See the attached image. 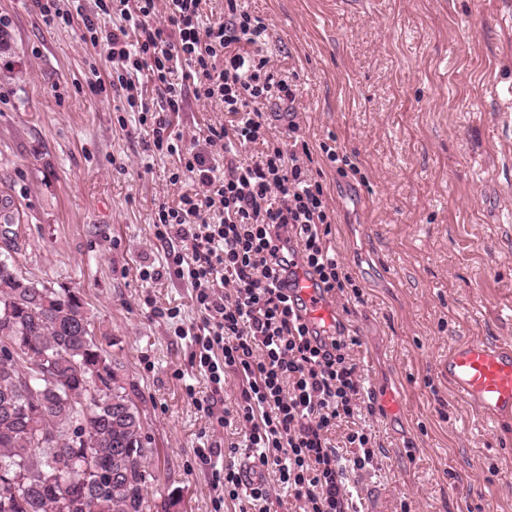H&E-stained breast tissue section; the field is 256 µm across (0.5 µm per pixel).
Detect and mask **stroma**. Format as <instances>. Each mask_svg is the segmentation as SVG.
<instances>
[{"label": "stroma", "mask_w": 512, "mask_h": 512, "mask_svg": "<svg viewBox=\"0 0 512 512\" xmlns=\"http://www.w3.org/2000/svg\"><path fill=\"white\" fill-rule=\"evenodd\" d=\"M271 33L279 76L299 86L301 132L335 210L329 237L363 288L344 320L367 386L399 414L365 421L385 454L350 475L358 512H512V425L484 423L442 365L467 338L512 343V0H244ZM97 74H90V65ZM79 24L48 27L31 0H0V200L26 276L79 295L110 342L143 420L151 512H239L197 450L239 442L187 388L206 379L177 326L200 323L193 290L154 235L176 206L174 157L122 131V91ZM361 170L339 178L321 146ZM177 318L157 317L153 308Z\"/></svg>", "instance_id": "1"}]
</instances>
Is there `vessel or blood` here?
Masks as SVG:
<instances>
[{
    "instance_id": "obj_1",
    "label": "vessel or blood",
    "mask_w": 512,
    "mask_h": 512,
    "mask_svg": "<svg viewBox=\"0 0 512 512\" xmlns=\"http://www.w3.org/2000/svg\"><path fill=\"white\" fill-rule=\"evenodd\" d=\"M287 286L302 300L309 326H329L338 319L336 307L313 276L297 272L288 279ZM444 373L456 394L482 420L499 426L512 423L511 344L481 339L456 343L448 350Z\"/></svg>"
}]
</instances>
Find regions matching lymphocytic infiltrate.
<instances>
[{
    "label": "lymphocytic infiltrate",
    "mask_w": 512,
    "mask_h": 512,
    "mask_svg": "<svg viewBox=\"0 0 512 512\" xmlns=\"http://www.w3.org/2000/svg\"><path fill=\"white\" fill-rule=\"evenodd\" d=\"M203 2L95 0L89 11L80 2L33 0L47 25L80 18L92 45L106 49L145 151L176 157L170 183L193 185L177 207H159L154 227L202 314L199 325L176 330L190 338L212 385L197 407L213 413L225 374L240 376L233 419L248 463L275 473L300 512H355L347 474L374 468L382 452L369 430L354 425L365 405L350 355L358 339L341 323L324 335L310 330L281 282L294 254L329 297L359 301L363 290L330 246L334 211L296 112L280 136L268 135L260 105L295 104L297 86L258 51L267 25L241 0H224L210 16ZM112 16L119 25L102 28ZM147 82L158 110L143 99ZM192 99L222 103L226 116L207 127L202 150L182 146L173 121ZM343 422L351 429L342 455L329 435ZM213 476L240 512H272L268 486H243L234 464Z\"/></svg>",
    "instance_id": "obj_1"
}]
</instances>
